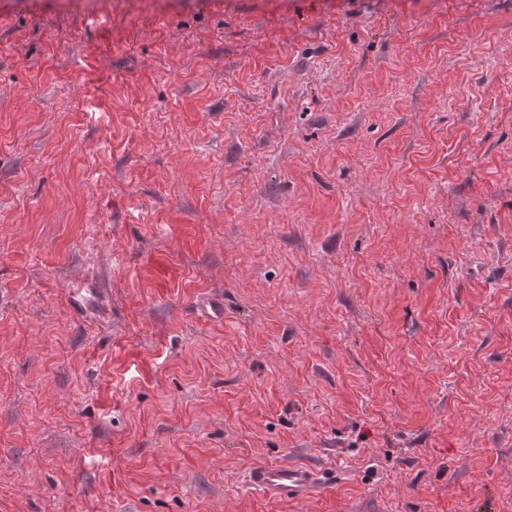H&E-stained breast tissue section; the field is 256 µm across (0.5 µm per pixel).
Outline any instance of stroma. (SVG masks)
I'll return each instance as SVG.
<instances>
[{
	"instance_id": "35a3bbf8",
	"label": "stroma",
	"mask_w": 512,
	"mask_h": 512,
	"mask_svg": "<svg viewBox=\"0 0 512 512\" xmlns=\"http://www.w3.org/2000/svg\"><path fill=\"white\" fill-rule=\"evenodd\" d=\"M0 512H512V0H0ZM253 483L272 497L299 499L316 486V474L300 464L261 466L253 471Z\"/></svg>"
}]
</instances>
